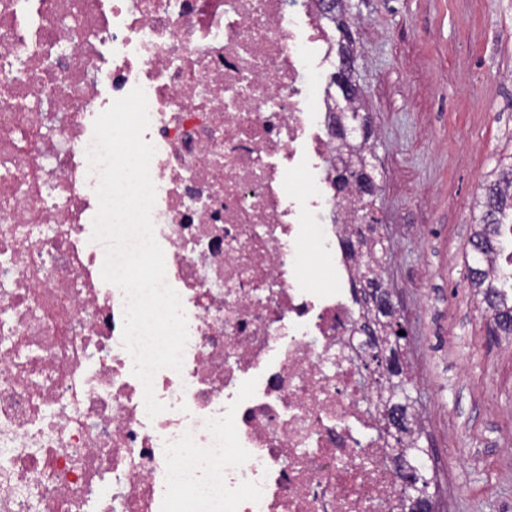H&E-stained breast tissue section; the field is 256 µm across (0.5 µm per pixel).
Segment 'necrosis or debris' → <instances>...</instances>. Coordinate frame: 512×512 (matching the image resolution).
<instances>
[{
	"label": "necrosis or debris",
	"instance_id": "4bbe7bcc",
	"mask_svg": "<svg viewBox=\"0 0 512 512\" xmlns=\"http://www.w3.org/2000/svg\"><path fill=\"white\" fill-rule=\"evenodd\" d=\"M321 0H0V512H400ZM188 340L148 418L91 241L94 121L135 87ZM317 254L333 283L304 275Z\"/></svg>",
	"mask_w": 512,
	"mask_h": 512
}]
</instances>
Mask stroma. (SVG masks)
<instances>
[{
	"instance_id": "stroma-1",
	"label": "stroma",
	"mask_w": 512,
	"mask_h": 512,
	"mask_svg": "<svg viewBox=\"0 0 512 512\" xmlns=\"http://www.w3.org/2000/svg\"><path fill=\"white\" fill-rule=\"evenodd\" d=\"M384 280L439 512H512V336L472 287L482 187L512 154V0H350Z\"/></svg>"
}]
</instances>
